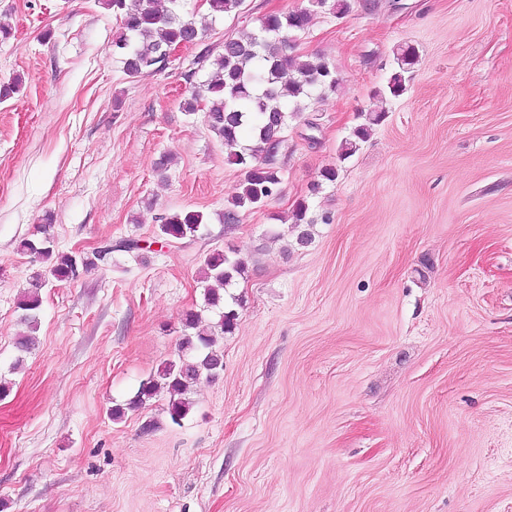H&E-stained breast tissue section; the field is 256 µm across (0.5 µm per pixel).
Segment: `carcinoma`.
Listing matches in <instances>:
<instances>
[{
  "label": "carcinoma",
  "instance_id": "carcinoma-1",
  "mask_svg": "<svg viewBox=\"0 0 512 512\" xmlns=\"http://www.w3.org/2000/svg\"><path fill=\"white\" fill-rule=\"evenodd\" d=\"M206 2L211 15L216 17L237 14L244 0ZM105 5L121 19L120 32L113 44L124 71L131 77L162 69L167 49L204 37L205 29L183 16V0H105ZM321 9L344 14L350 4L348 0H309L306 8L268 13L262 17L257 31L230 37L229 45L215 57L207 51L197 58L200 65L210 62L211 71L185 100L184 111L193 114L200 103H205L209 130L224 144L227 162L239 166L242 175L239 192L222 215L226 224L238 223L240 212L260 209L278 195L279 153L289 120L309 108L315 92L336 89L338 78L325 59L300 55L288 45L289 39L307 30L311 13ZM415 56L409 46L397 54L400 72L388 82L387 92L391 96L398 97L406 90L404 73L414 65ZM244 134L250 136L251 144H241ZM367 135V124L355 127L343 142L341 155H353ZM308 210L306 200L298 201L291 211L292 224H314L308 218ZM206 224L204 213L180 211L162 217L159 232L166 240L194 238ZM20 248L48 263L49 275L59 282L76 279L79 270L86 271L112 254L110 244L90 254L60 252L47 225L43 226L41 237L23 240ZM246 269L247 261L224 251H214L206 257L202 311L217 313L213 330L200 328L201 311H187L177 359L165 362L157 375L143 381L130 406H141L165 389L170 394V419L177 425L181 423L191 407V388L203 377L217 378L224 369V350L219 347L217 336L231 333L237 319L234 310L224 308V290ZM31 286L33 290L20 300L19 309L21 321L34 330L42 305L37 289L45 286L43 274L33 276Z\"/></svg>",
  "mask_w": 512,
  "mask_h": 512
}]
</instances>
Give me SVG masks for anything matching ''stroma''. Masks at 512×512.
I'll list each match as a JSON object with an SVG mask.
<instances>
[{"mask_svg":"<svg viewBox=\"0 0 512 512\" xmlns=\"http://www.w3.org/2000/svg\"><path fill=\"white\" fill-rule=\"evenodd\" d=\"M349 3L299 36L339 84L290 122L280 195L227 225L239 170L182 108L207 75L193 61L308 0L217 18L184 0L204 38L134 78L103 0H0V84L22 80L0 102V512H512V0ZM401 45L418 60L393 98ZM185 210L202 236L159 240ZM42 224L65 252L142 247L48 280L21 354L18 298L46 265L19 243ZM216 250L248 260L223 371L181 424L164 392L128 408L175 358Z\"/></svg>","mask_w":512,"mask_h":512,"instance_id":"obj_1","label":"stroma"}]
</instances>
